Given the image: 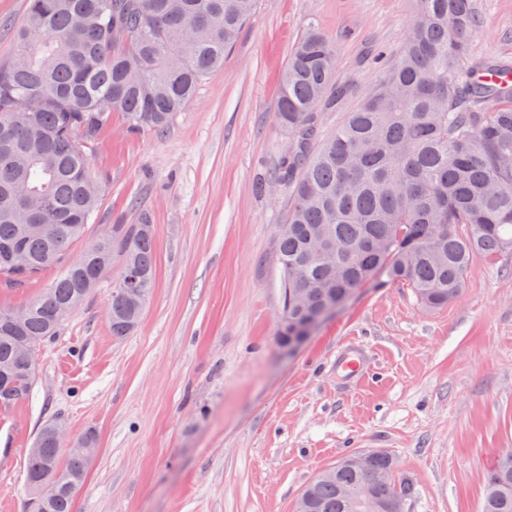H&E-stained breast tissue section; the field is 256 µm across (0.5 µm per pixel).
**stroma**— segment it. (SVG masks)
<instances>
[{
    "instance_id": "stroma-1",
    "label": "stroma",
    "mask_w": 512,
    "mask_h": 512,
    "mask_svg": "<svg viewBox=\"0 0 512 512\" xmlns=\"http://www.w3.org/2000/svg\"><path fill=\"white\" fill-rule=\"evenodd\" d=\"M471 51L512 59V0H475ZM416 0H256L223 68L162 133L120 116L90 149L104 185L84 244L106 227H156V284L141 322L113 339L112 271L37 353L28 397L0 408V512H30L25 463L40 425L96 451L76 512H296L306 485L341 457L382 449L414 494L407 512H480L486 472L512 448V254L476 257L457 298L422 306L409 288L368 285L294 352L278 341L275 257L292 189L277 181L291 138L276 103L308 24L336 44L342 94L322 134L380 81L369 52L395 59ZM60 274L0 282L21 309ZM369 355L349 382L336 351Z\"/></svg>"
}]
</instances>
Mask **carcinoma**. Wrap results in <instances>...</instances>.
Returning <instances> with one entry per match:
<instances>
[{
  "label": "carcinoma",
  "instance_id": "obj_1",
  "mask_svg": "<svg viewBox=\"0 0 512 512\" xmlns=\"http://www.w3.org/2000/svg\"><path fill=\"white\" fill-rule=\"evenodd\" d=\"M405 45L381 82L330 136L316 108L330 99L336 45L311 26L293 47L279 91L277 119L295 141L277 180L293 185L286 229L277 236L282 309L292 335L308 312L367 284H402L428 308L463 288L473 257L512 253V86L484 81L512 63L475 57L480 19L473 0H417ZM254 0H29L15 57L0 62V278L22 285L65 264L61 276L25 307L20 323L0 311V408L26 397L36 380L22 352L56 335L51 314L81 304L107 275L122 277L108 297L112 337L138 327L155 285V229L141 219L66 263L97 210L102 191L87 149L119 112L132 129L166 130L199 83L224 65ZM36 109L21 110L28 99ZM21 185L40 225L27 230L9 194ZM137 279L138 301L126 294ZM44 422L27 453L33 512H74L95 452L86 434L54 444ZM350 457L321 471L298 512H360L365 494L384 504L408 499L413 482L387 451L368 469ZM482 512H512V448L487 471Z\"/></svg>",
  "mask_w": 512,
  "mask_h": 512
}]
</instances>
